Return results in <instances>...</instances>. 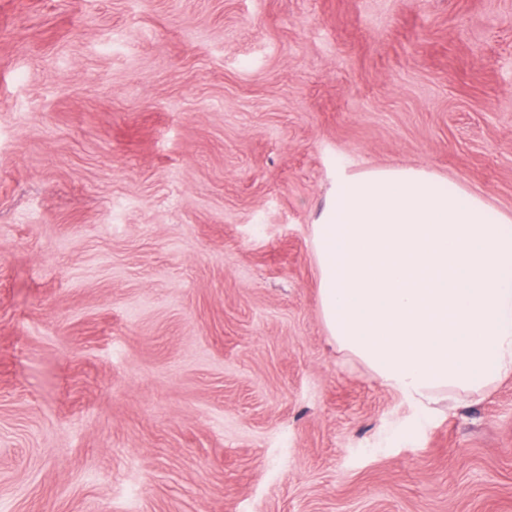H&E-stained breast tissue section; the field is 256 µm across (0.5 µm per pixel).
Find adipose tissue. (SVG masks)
<instances>
[{
	"instance_id": "adipose-tissue-1",
	"label": "adipose tissue",
	"mask_w": 512,
	"mask_h": 512,
	"mask_svg": "<svg viewBox=\"0 0 512 512\" xmlns=\"http://www.w3.org/2000/svg\"><path fill=\"white\" fill-rule=\"evenodd\" d=\"M340 350L428 415L512 377V217L424 168L338 171L311 225Z\"/></svg>"
}]
</instances>
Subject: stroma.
Listing matches in <instances>:
<instances>
[{
	"instance_id": "obj_1",
	"label": "stroma",
	"mask_w": 512,
	"mask_h": 512,
	"mask_svg": "<svg viewBox=\"0 0 512 512\" xmlns=\"http://www.w3.org/2000/svg\"><path fill=\"white\" fill-rule=\"evenodd\" d=\"M385 166L512 215V0H0V512H512V378L425 416L324 328Z\"/></svg>"
}]
</instances>
